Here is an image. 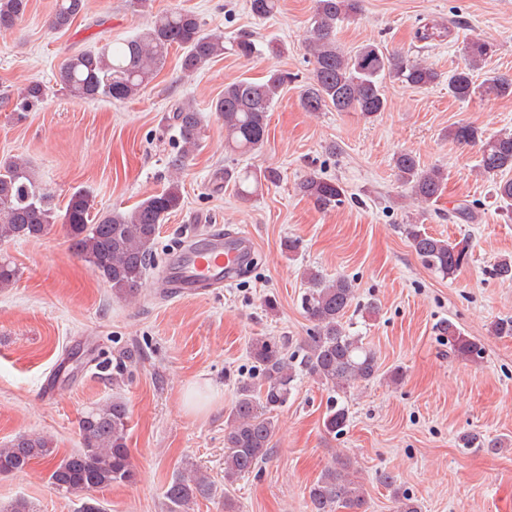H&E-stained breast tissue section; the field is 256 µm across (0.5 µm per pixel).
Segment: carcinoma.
I'll list each match as a JSON object with an SVG mask.
<instances>
[{
  "label": "carcinoma",
  "mask_w": 512,
  "mask_h": 512,
  "mask_svg": "<svg viewBox=\"0 0 512 512\" xmlns=\"http://www.w3.org/2000/svg\"><path fill=\"white\" fill-rule=\"evenodd\" d=\"M28 0H0V35L11 33L24 19ZM85 9L84 0H56L50 25L56 30L68 28ZM250 10L259 19L273 17L279 0H250ZM360 0H317L311 37L308 41L314 68L301 93V105L307 112H358L372 118L386 110L385 82L398 81L406 86L424 88L439 80L427 65L400 52H384L367 44L354 53L336 42V24L355 16ZM182 50L181 69L190 74L224 54V36L208 33L200 19L189 11L158 15L135 37L109 43L99 49L83 50L64 59L59 80L63 91L74 99L108 98L125 102L139 96L164 66L169 50ZM257 51L249 35H241L235 52L243 58ZM464 67L448 75V92L460 101L475 96H511L512 78L486 73L477 80L493 53L492 44L474 40L465 46ZM291 76L272 70L262 81L248 78L224 86V93L211 108L224 120L225 143L239 154L259 150L268 136V112L275 97ZM45 88L29 83L22 97L25 110L44 99ZM173 126L180 148L169 165L184 170L186 161L199 146L200 110L191 102L171 107ZM448 135L462 146H479V169L486 175L512 171V131L490 138L470 125H458ZM398 179L414 198L428 204L436 199L447 180L440 167L424 169L416 157L401 152L394 157ZM273 170L242 168L224 171V181L232 182L236 195L251 199L263 182H274ZM298 192L314 209L332 211L344 202L345 190L336 180L309 176L298 185ZM497 199L512 205V178H500L494 184ZM184 197L182 185L172 181L129 210L113 209L97 213L87 190L73 192L64 214H58L53 195L35 177L29 162L14 156L0 164V244L38 238L54 224H65L70 247L112 293L126 298L138 294L147 273L154 266L153 246L159 224L180 210ZM404 232L415 254L430 270L443 277L454 276L468 257L469 242L464 237L451 242L421 229L419 224L405 225ZM18 270L6 258H0V288L11 287ZM308 292L304 311L313 323L300 361L302 368L315 375L338 395L355 385L369 382L379 372L375 351L360 336L349 332L344 318L355 299V286L344 276L329 279L318 270L306 276ZM441 334L459 356L470 360L482 357V348L465 336L452 321L441 325ZM247 352L258 368L262 381L240 382L224 428V481L233 483L253 472L271 451L275 432L273 411L288 401L296 371L288 363L283 345L270 336L250 339ZM348 422L344 405L329 409L323 426L329 433L343 431ZM129 409L120 397L84 411L79 419L82 448L57 458L50 437L24 433L0 447V473L25 470L33 461L44 460L51 469L49 483L69 496L80 497L114 484L132 483L137 471L127 444ZM350 466L325 470L309 488L312 512H337L352 509L367 512L365 489ZM380 482L392 490L396 512H420L417 501L394 487V479L384 473ZM217 486L193 463L185 461L168 483L164 495L168 512H190L194 502L212 499Z\"/></svg>",
  "instance_id": "obj_1"
}]
</instances>
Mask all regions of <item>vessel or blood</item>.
I'll list each match as a JSON object with an SVG mask.
<instances>
[{"instance_id":"1","label":"vessel or blood","mask_w":512,"mask_h":512,"mask_svg":"<svg viewBox=\"0 0 512 512\" xmlns=\"http://www.w3.org/2000/svg\"><path fill=\"white\" fill-rule=\"evenodd\" d=\"M254 243L244 234L211 232L188 238L173 256L160 285L173 296H195L223 287L249 260Z\"/></svg>"}]
</instances>
